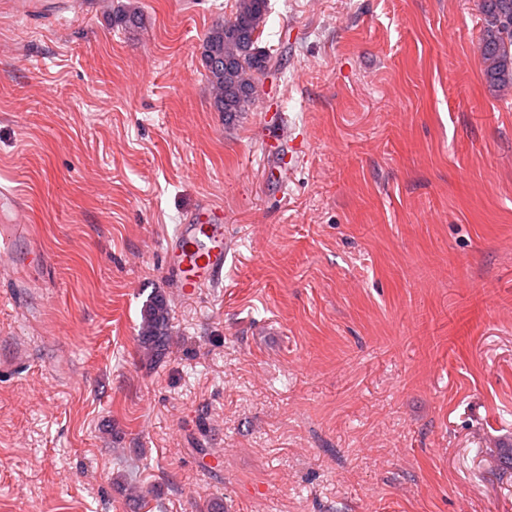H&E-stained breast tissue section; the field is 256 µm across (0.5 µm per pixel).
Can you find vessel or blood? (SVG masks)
<instances>
[{
  "instance_id": "1",
  "label": "vessel or blood",
  "mask_w": 512,
  "mask_h": 512,
  "mask_svg": "<svg viewBox=\"0 0 512 512\" xmlns=\"http://www.w3.org/2000/svg\"><path fill=\"white\" fill-rule=\"evenodd\" d=\"M0 199L10 204L13 222L0 232V270L25 266L26 259L40 255L42 246L32 225L24 217L26 198L14 187L1 186ZM228 247L224 241V212L203 207L188 215L166 246V265L184 296L222 283Z\"/></svg>"
}]
</instances>
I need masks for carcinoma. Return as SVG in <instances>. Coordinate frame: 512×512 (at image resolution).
<instances>
[{"instance_id":"obj_1","label":"carcinoma","mask_w":512,"mask_h":512,"mask_svg":"<svg viewBox=\"0 0 512 512\" xmlns=\"http://www.w3.org/2000/svg\"><path fill=\"white\" fill-rule=\"evenodd\" d=\"M508 9L512 0H478L485 26L480 41L484 75L493 88L512 90V29L507 36L493 21L494 7ZM267 0H237L234 14L215 23L202 40L203 66L214 92L217 111L231 119L253 104L256 80L268 70L267 55L257 47L258 31L264 23ZM169 305L157 292L146 303L139 342L146 353L161 354L169 341Z\"/></svg>"}]
</instances>
